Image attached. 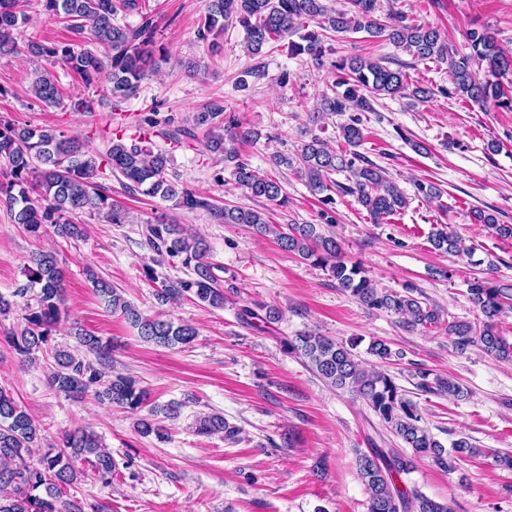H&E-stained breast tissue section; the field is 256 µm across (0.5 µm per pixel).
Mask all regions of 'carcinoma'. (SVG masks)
Here are the masks:
<instances>
[{
	"mask_svg": "<svg viewBox=\"0 0 512 512\" xmlns=\"http://www.w3.org/2000/svg\"><path fill=\"white\" fill-rule=\"evenodd\" d=\"M28 0H0V55L23 53L45 65L33 72L30 92L36 102L61 107L71 112L94 111L91 97L69 95L62 90L51 67L60 64L73 73L85 87L99 83L106 76L112 106L131 98L140 83L154 69L153 20L131 27L117 22L119 13L138 8V0H40L43 13L60 18L74 35L69 41L19 42L30 16L24 10ZM348 8L328 6V0H205L204 15L197 29V39L216 53L221 50L224 27L238 23L245 33V44L252 56L263 53L270 44L289 35L298 40L288 42L291 55H307L315 65H322L325 39L364 32L371 38H384L419 61L434 60L448 65L452 89L441 93L460 96L479 105L493 103L512 109V97L500 78L512 73V57H507L496 43L493 33L473 30L467 40L471 52L460 55L448 44V38L434 27L415 24L401 13L376 15L378 0H346ZM313 21L316 29H305ZM89 35L103 51L82 49L78 41ZM333 95L323 96L320 109L309 113L308 120L319 128L333 115L348 114L338 126L340 145L330 146L313 135L301 142L292 155L277 153L271 157L274 166L294 169L305 180L311 194L328 205L330 192L356 198L375 224L405 211L410 197L358 148L365 141L362 112L373 111L370 97L384 95L414 98L422 101L433 94L427 87H409L406 75L392 69L383 58L352 57L335 64ZM143 139L126 141L114 133L104 154L88 149L89 138L77 139L55 128L19 126L0 114V210L13 223L20 225L34 239L43 236L45 228L64 241L85 237V227L73 218L79 214H102L112 224L128 221L129 212L112 197L100 191L96 182L101 162L112 173L120 174L124 187L162 201L195 211L205 209L224 224H240L257 236H273L278 246L327 271L336 287L348 293L369 310H381L399 317L409 331L443 327L453 348L460 354L479 345L487 353L512 362V343L500 336L497 321L508 307V289L493 284L489 278L474 280L468 288L470 302L483 319L477 323L442 320V314L414 295L411 284L403 290H380L359 262H348L336 236L321 224H289L282 228L272 223L266 212L239 206L218 207L177 176L170 175L168 153L147 146L151 138L165 143L182 144L196 140L195 130L205 133L206 150L231 167L238 186L255 198H263L279 207L288 205L282 185L269 174L252 167L242 158L235 144L255 141L258 131L244 125L234 112L215 105L196 112L188 126L158 113L140 119ZM346 173L347 183L331 178ZM474 221L494 228L498 235L512 238V225L499 223L497 217L482 210L472 212ZM143 236L156 255V262H178L191 270L185 279L162 281L155 291L156 300L164 305L191 297L213 308L224 307V289L218 284L213 266L206 261L205 240L180 224L164 221L146 223ZM434 249L458 258L472 259L474 247L465 245L459 233L440 229L430 238ZM27 283L14 295L25 300L27 314L21 328L5 333L4 343L26 359L34 352L49 358V381L53 388L67 395L90 394L102 403L138 412L146 400V392L138 381L121 373L109 374L106 365L112 355V344L78 328L79 345L84 354H74L63 346L51 344L52 331L67 319L64 305V275L57 254L35 253L24 267ZM94 291L137 329L145 342L164 347L188 345L197 336L188 325L148 316L125 300L112 283L92 269L86 270ZM265 315H260V312ZM240 317L272 323L281 317L280 310L258 304L246 307ZM356 344L339 343L327 336L310 332L297 334L285 342L289 354L302 359L325 384L354 393L392 434L399 437L411 452L374 448L356 458V471L368 495V512H454L448 502L432 499L415 488H400L404 477L415 471L416 460L431 459L444 471L453 473L458 462L482 454L464 438L452 443L448 451L427 428L421 425L417 405L406 397L394 378L383 369L366 370L355 359ZM367 352L379 363H387L396 353L382 339L370 342ZM93 359H88L87 355ZM413 377L416 387L426 394H448L458 400L469 395L458 382L419 368ZM181 404L153 407L136 420L137 431L145 436L165 439L167 429L160 417L178 416ZM200 434L222 435L224 440H239L240 429L212 414L199 418ZM40 425L14 399L10 390L0 386V512H82L81 506L68 498L83 472L75 467L84 462L102 482L112 480L115 463L102 448L97 436L84 428L67 434L58 446L39 449Z\"/></svg>",
	"mask_w": 512,
	"mask_h": 512,
	"instance_id": "cac0c4a2",
	"label": "carcinoma"
}]
</instances>
